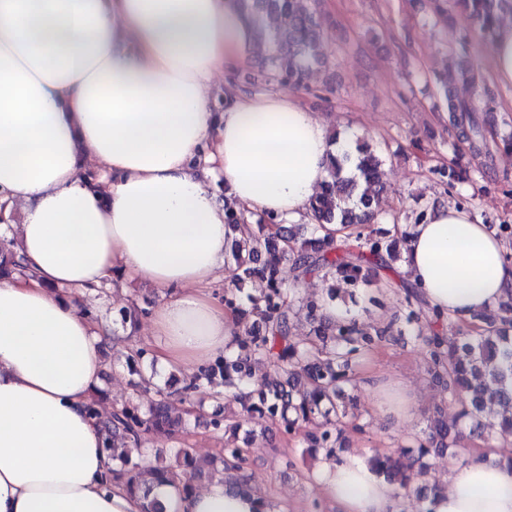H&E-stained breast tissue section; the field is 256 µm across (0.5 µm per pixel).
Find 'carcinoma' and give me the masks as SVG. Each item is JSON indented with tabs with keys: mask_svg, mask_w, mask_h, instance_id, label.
Wrapping results in <instances>:
<instances>
[{
	"mask_svg": "<svg viewBox=\"0 0 512 512\" xmlns=\"http://www.w3.org/2000/svg\"><path fill=\"white\" fill-rule=\"evenodd\" d=\"M247 14L261 20L268 16L276 24L259 28L258 36L268 52L267 61L290 85L305 80L311 66L320 63L317 19L307 7L309 0H237ZM509 0H458L469 25L484 33L493 31L497 10ZM478 106L465 99H448V124L458 139L466 140L478 154L512 158V133L488 141ZM384 188L382 160L364 142L356 153L329 155L326 177L310 202V224H284L261 217L250 224L243 211L225 204L226 221L232 235L226 243L225 273L229 278L224 304L238 316L242 326L236 337L237 350L203 367L189 383L176 391L155 388L156 399L144 414L131 398L121 409L99 424L112 445L144 451L146 435L171 431L182 424L180 405L203 383L224 387V399L240 406V419L229 425L237 430L244 424L262 432L272 421L284 436H300L307 450L322 449L329 455L343 447L344 427L357 419L354 397L344 386L353 384L357 363L376 343L392 332L387 327L370 331L342 313L331 319L324 315L336 300V291L326 297L307 296L298 283L313 274L337 278L349 289L371 285L370 264L386 266L401 259L398 243L404 240L398 226L387 232L370 229L375 219L373 203ZM289 261L293 280L288 284L280 275V264ZM15 243L0 238V278L17 270ZM259 280L265 283L257 295H247L250 320H245L238 303L244 286ZM403 318L406 325L423 321L429 334L423 337L427 367L432 377L444 385L447 402L460 407L448 419L429 424L426 437L418 441L413 464L428 476L432 470L433 449L458 447L463 434L461 420L471 424L470 435L481 434L482 420L492 415L501 432L512 437V301H502L484 318L483 325L463 331L454 318L422 307V297L411 283L404 287ZM318 322L311 340L294 333V307ZM144 351L128 357L131 371L139 376L135 390L149 389L143 375ZM272 368L276 377L257 375L256 365ZM403 451L374 453L367 464L377 473L408 489V476L401 461ZM246 462V449L239 444L224 445L220 460L209 462L210 473L218 468L240 469ZM133 457L115 458L112 477L128 478V488L142 500V512H164L152 495L158 485L183 476L187 486L205 475L204 468L187 448H179L174 463L157 465L143 478L132 473Z\"/></svg>",
	"mask_w": 512,
	"mask_h": 512,
	"instance_id": "obj_1",
	"label": "carcinoma"
}]
</instances>
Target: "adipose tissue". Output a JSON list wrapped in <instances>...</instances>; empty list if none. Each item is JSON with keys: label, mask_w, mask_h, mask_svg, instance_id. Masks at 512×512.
<instances>
[{"label": "adipose tissue", "mask_w": 512, "mask_h": 512, "mask_svg": "<svg viewBox=\"0 0 512 512\" xmlns=\"http://www.w3.org/2000/svg\"><path fill=\"white\" fill-rule=\"evenodd\" d=\"M254 42L236 0H0V235L23 265L0 280V512H142L87 411L110 329L82 300L115 272L170 289L149 316L154 355L194 372L240 333L206 290L228 231L213 185L246 212L308 214L334 150L325 125L231 86L211 107L214 75L247 66ZM503 253L455 205L409 226L403 250L429 307L462 320L512 298ZM489 454L449 465L424 512H512V462ZM314 477L338 512H400L401 490L358 454ZM155 495L165 512H278L220 476Z\"/></svg>", "instance_id": "ef3b65f1"}]
</instances>
